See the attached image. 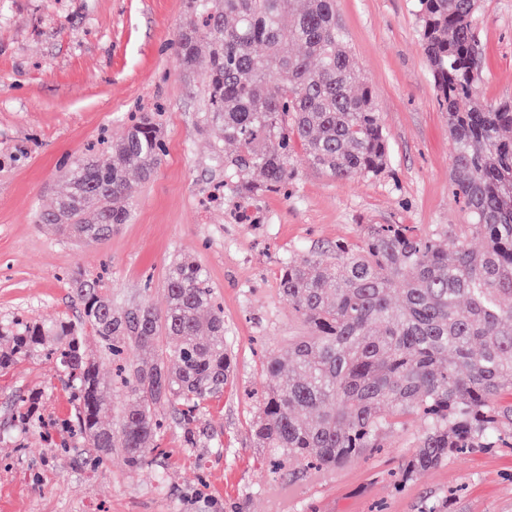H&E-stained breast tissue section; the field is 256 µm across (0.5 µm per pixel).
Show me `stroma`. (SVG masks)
Here are the masks:
<instances>
[{"instance_id":"stroma-1","label":"stroma","mask_w":512,"mask_h":512,"mask_svg":"<svg viewBox=\"0 0 512 512\" xmlns=\"http://www.w3.org/2000/svg\"><path fill=\"white\" fill-rule=\"evenodd\" d=\"M188 0H0V320L75 318L71 274L101 277L116 306L164 308L174 257L200 264L224 306L234 371L196 427L193 447L169 420L157 453L138 470L112 456L100 469L77 438L62 439L71 391L37 356L0 373V512H512V453L476 449L398 482L410 437L341 469L271 473L250 424L251 396L267 386L263 355L302 327L278 292L281 261L297 248L355 240L362 224L466 221L450 187L454 142L418 35L413 0H336V19L391 138L378 176L341 182L295 150L287 194L264 193L259 224L211 203L224 169L199 131L203 101L189 92L172 44ZM482 93L512 100V0H481ZM142 112L158 113L166 156L135 186L129 223L105 242H66L38 224L59 172L108 144ZM42 395L51 441L12 430V401Z\"/></svg>"}]
</instances>
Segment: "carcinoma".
<instances>
[{
    "label": "carcinoma",
    "instance_id": "obj_1",
    "mask_svg": "<svg viewBox=\"0 0 512 512\" xmlns=\"http://www.w3.org/2000/svg\"><path fill=\"white\" fill-rule=\"evenodd\" d=\"M478 0H416L419 37L436 99L455 142L450 179L467 223L422 233L412 224H362L360 241L296 249L278 288L306 325L288 351L264 364L271 388L251 424L258 448L291 463L336 470L385 434L422 422L399 467L401 480L467 448L512 447V102L481 93ZM208 71L200 130L224 164V199L246 203L286 192L295 146L338 181L380 174L390 135L336 23L335 0H189L175 41L194 80L201 48ZM166 153L161 126L143 112L108 158L61 171L62 189L40 223L104 242L132 217L131 175L150 179ZM78 318L45 324L0 321V372L49 351L74 397L67 432L93 449L97 469L112 454L148 465L151 439L177 418L185 446L206 403L224 392L232 350L224 309L204 269L177 257L166 305L119 308L99 281L71 280ZM97 349L84 341L86 331ZM132 350L149 360L119 368L106 384L99 362ZM35 397L15 401L17 427L41 431Z\"/></svg>",
    "mask_w": 512,
    "mask_h": 512
}]
</instances>
